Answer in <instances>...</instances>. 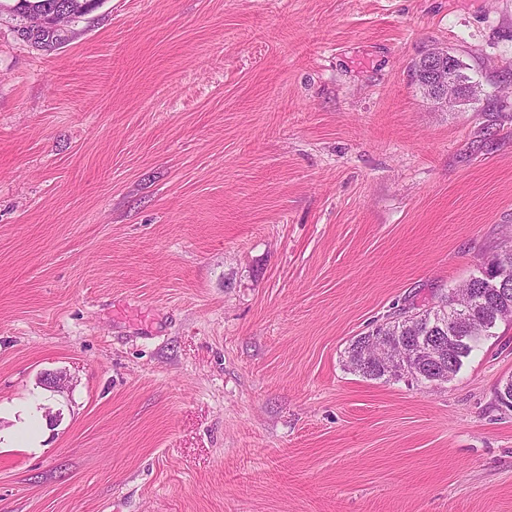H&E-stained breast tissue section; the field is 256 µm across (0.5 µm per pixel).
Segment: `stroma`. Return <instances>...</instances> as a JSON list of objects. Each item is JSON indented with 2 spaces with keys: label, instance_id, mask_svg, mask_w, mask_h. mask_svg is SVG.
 Instances as JSON below:
<instances>
[{
  "label": "stroma",
  "instance_id": "stroma-1",
  "mask_svg": "<svg viewBox=\"0 0 512 512\" xmlns=\"http://www.w3.org/2000/svg\"><path fill=\"white\" fill-rule=\"evenodd\" d=\"M12 5L0 512H512V322L441 385L347 362L512 234V0H99L51 51ZM459 63L443 47L431 48L417 61L420 89L437 108L459 107L478 100L479 87L460 77Z\"/></svg>",
  "mask_w": 512,
  "mask_h": 512
}]
</instances>
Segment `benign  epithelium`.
I'll return each instance as SVG.
<instances>
[{
	"instance_id": "7a95c632",
	"label": "benign epithelium",
	"mask_w": 512,
	"mask_h": 512,
	"mask_svg": "<svg viewBox=\"0 0 512 512\" xmlns=\"http://www.w3.org/2000/svg\"><path fill=\"white\" fill-rule=\"evenodd\" d=\"M93 0H69L65 8L49 12H30L21 27L22 37L34 46H39L38 36L45 30H66L68 23L89 10ZM419 86L424 97L438 108H451L467 105L478 100L479 87L464 81L459 75V60L443 47H434L417 61ZM469 318V310L461 307L452 323L441 321L437 327L443 337L439 340L414 337L402 345L400 357L382 365L394 378L411 375L410 365L414 362L426 367L433 374L431 382L440 385L448 382L451 375L448 365V342H456L459 337L446 335L448 326L459 331V325Z\"/></svg>"
}]
</instances>
